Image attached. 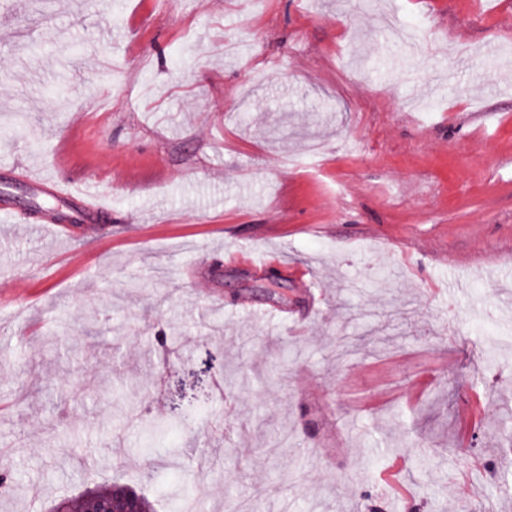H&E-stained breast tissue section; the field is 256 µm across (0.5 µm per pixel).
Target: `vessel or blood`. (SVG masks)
Masks as SVG:
<instances>
[{
	"label": "vessel or blood",
	"instance_id": "obj_1",
	"mask_svg": "<svg viewBox=\"0 0 512 512\" xmlns=\"http://www.w3.org/2000/svg\"><path fill=\"white\" fill-rule=\"evenodd\" d=\"M22 178L34 194H44L64 202V209L43 210L41 223L62 228L64 223L73 224H105L108 223L112 210L105 203L97 187L80 190L66 180L48 178L23 170Z\"/></svg>",
	"mask_w": 512,
	"mask_h": 512
}]
</instances>
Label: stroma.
<instances>
[{
    "label": "stroma",
    "instance_id": "1",
    "mask_svg": "<svg viewBox=\"0 0 512 512\" xmlns=\"http://www.w3.org/2000/svg\"><path fill=\"white\" fill-rule=\"evenodd\" d=\"M1 163L112 221L0 223V512H512V0H0ZM21 176L35 195L45 194L68 205L66 211L43 210L39 224H52L57 230H63L68 228L63 224L96 225L110 222L112 210L96 186L79 190L64 179L42 177L28 169H24ZM208 368L215 369L220 373L226 388H235L240 385L241 379L238 368L233 363L224 361L223 354H210ZM79 512H142L131 498L106 493L96 489H87L80 497Z\"/></svg>",
    "mask_w": 512,
    "mask_h": 512
}]
</instances>
